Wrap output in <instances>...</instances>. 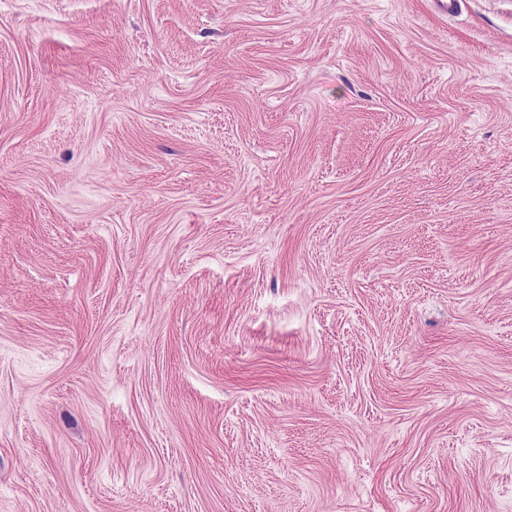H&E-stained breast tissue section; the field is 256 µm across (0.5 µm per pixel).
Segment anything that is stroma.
I'll return each mask as SVG.
<instances>
[{
  "instance_id": "35a3bbf8",
  "label": "stroma",
  "mask_w": 512,
  "mask_h": 512,
  "mask_svg": "<svg viewBox=\"0 0 512 512\" xmlns=\"http://www.w3.org/2000/svg\"><path fill=\"white\" fill-rule=\"evenodd\" d=\"M0 512H512V0H0Z\"/></svg>"
}]
</instances>
